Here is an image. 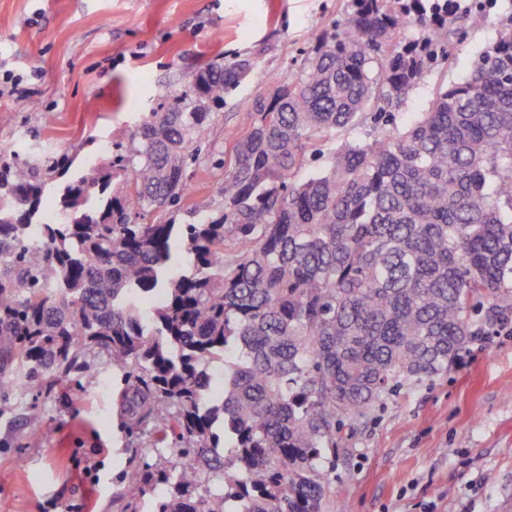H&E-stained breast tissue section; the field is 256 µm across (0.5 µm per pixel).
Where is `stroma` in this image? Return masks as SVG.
Returning <instances> with one entry per match:
<instances>
[{"instance_id": "stroma-1", "label": "stroma", "mask_w": 512, "mask_h": 512, "mask_svg": "<svg viewBox=\"0 0 512 512\" xmlns=\"http://www.w3.org/2000/svg\"><path fill=\"white\" fill-rule=\"evenodd\" d=\"M350 0H0V152L68 155L72 172L108 165L142 113L188 94L202 67L251 58L186 172L177 223L224 207V151L251 123L244 103L296 78L312 33L343 27ZM478 11L447 65L423 73L400 111L467 77L512 0H463ZM463 366L378 402L336 457L327 512H512V319L469 338ZM80 374L31 384L0 358V512H117L133 467L117 399L122 372L106 354Z\"/></svg>"}]
</instances>
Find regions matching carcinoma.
Returning <instances> with one entry per match:
<instances>
[{
  "instance_id": "obj_1",
  "label": "carcinoma",
  "mask_w": 512,
  "mask_h": 512,
  "mask_svg": "<svg viewBox=\"0 0 512 512\" xmlns=\"http://www.w3.org/2000/svg\"><path fill=\"white\" fill-rule=\"evenodd\" d=\"M352 2L295 81L247 102L215 216L146 221L178 210L210 126L196 101L224 103L249 59L198 70L191 103L145 113L129 148L67 179L58 223L35 221L43 175L70 161L0 155V344L40 383L93 381L79 359L94 351L128 371L122 424L147 445L120 512L159 483L154 512H326L342 429L512 315V18L462 82L401 121L447 47L399 34H454L453 0ZM323 143L329 170L299 177ZM166 450L189 463L161 467Z\"/></svg>"
}]
</instances>
